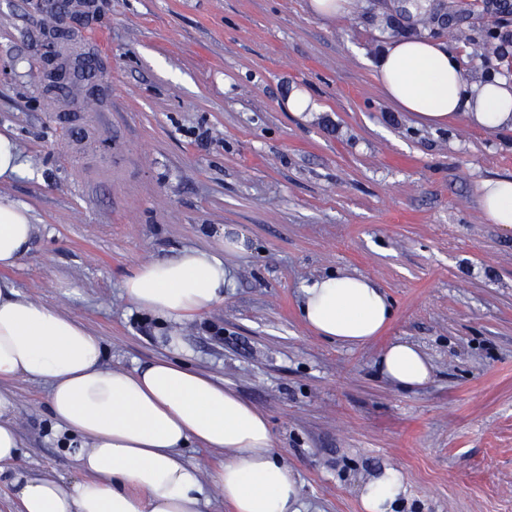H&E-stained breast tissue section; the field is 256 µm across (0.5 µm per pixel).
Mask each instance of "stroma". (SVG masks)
<instances>
[{
    "label": "stroma",
    "mask_w": 512,
    "mask_h": 512,
    "mask_svg": "<svg viewBox=\"0 0 512 512\" xmlns=\"http://www.w3.org/2000/svg\"><path fill=\"white\" fill-rule=\"evenodd\" d=\"M75 49L98 61L99 91L59 97L45 77L53 0H0V134L28 174L0 183L38 233L9 270L21 293L66 304L113 367L166 355L165 324L121 284L139 262L187 248L223 252L244 233L224 303L181 326L180 362L267 417L305 512H359L361 484L400 470L407 512H512V229L488 223L487 179L512 178V129L431 127L383 96L387 42L425 36L467 82H512V0H354L331 20L310 0H70ZM318 104L289 111L293 91ZM95 100L97 111L83 105ZM374 278L388 328L348 347L301 320L304 282ZM417 345L431 381L402 390L377 360ZM19 469L74 482L44 388L11 386Z\"/></svg>",
    "instance_id": "1"
}]
</instances>
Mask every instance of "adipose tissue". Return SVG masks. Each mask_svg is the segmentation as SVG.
Returning a JSON list of instances; mask_svg holds the SVG:
<instances>
[{
  "instance_id": "obj_1",
  "label": "adipose tissue",
  "mask_w": 512,
  "mask_h": 512,
  "mask_svg": "<svg viewBox=\"0 0 512 512\" xmlns=\"http://www.w3.org/2000/svg\"><path fill=\"white\" fill-rule=\"evenodd\" d=\"M379 87L419 123L458 118L489 131L512 128V83L466 84L446 47L424 36L397 37L377 66ZM489 223L512 227V178L479 188ZM38 231L27 207L0 201V473L21 441L9 386L23 378L47 391L52 436L83 475L68 483L50 474L15 473L16 512H207L221 499L231 512H301L299 484L278 460L266 417L223 383L181 363L109 367L102 342L58 307L30 300L4 270L15 267ZM245 235L224 230V252L190 248L173 259L141 262L122 283L139 310L166 321V346L185 352L181 324L223 303L235 286L229 255L247 254ZM300 316L316 335L355 347L378 336L393 311L373 278L327 274L301 286ZM381 374L413 390L432 378L415 345L395 342L381 353ZM224 452L211 473L189 463L188 445ZM407 494L394 468L359 489L360 512H398Z\"/></svg>"
}]
</instances>
